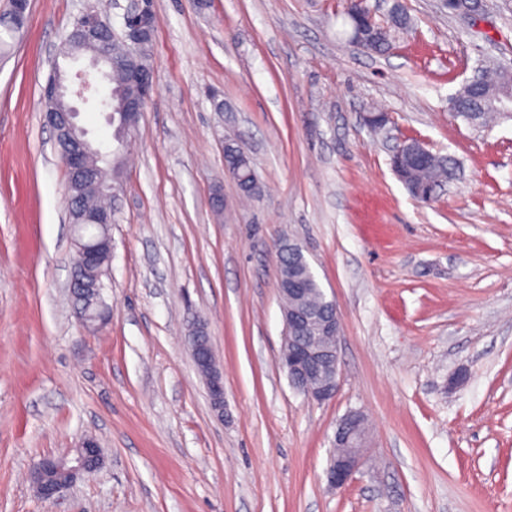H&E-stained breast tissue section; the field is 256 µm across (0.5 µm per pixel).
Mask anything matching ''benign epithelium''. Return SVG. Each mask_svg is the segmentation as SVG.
Wrapping results in <instances>:
<instances>
[{
	"instance_id": "7a95c632",
	"label": "benign epithelium",
	"mask_w": 512,
	"mask_h": 512,
	"mask_svg": "<svg viewBox=\"0 0 512 512\" xmlns=\"http://www.w3.org/2000/svg\"><path fill=\"white\" fill-rule=\"evenodd\" d=\"M30 0H12L10 20L18 30L24 28ZM158 17L155 0H129V6L122 16L120 30L133 44H138L142 34L155 30ZM354 40L363 42L365 33L375 28L373 13L365 8L355 16ZM112 17L104 18L92 10L83 11L75 20L68 38L85 45V50L71 53L67 58L78 60L86 57L87 67L78 70L74 79L67 80L65 73L57 71L53 80L45 87V118L55 136L70 142V147L61 153L71 182L75 184L95 180L101 164H93L90 157L91 139L88 131L78 122V109L72 104L76 98L83 104L93 103L110 113L114 110L126 114L130 119L141 116L154 90L153 68L147 66L132 76L133 88L126 92L112 89V66L123 64L112 59V45L103 37L112 33ZM498 76L500 97L497 102L508 99L512 102V65L495 67ZM407 152L419 162L426 161L432 151L422 142L401 140L394 144L393 161ZM78 261L74 264L70 291L73 298L81 297L87 287L84 275L86 269L99 262L100 252L95 243L77 242ZM285 339L279 359L291 386L309 399L324 402L335 397L338 390V344L340 340V317L336 302L325 299L321 308L295 305L283 309ZM187 348L195 362L208 367L206 383L213 408H224V381L218 366L214 363V351L209 335L190 333L186 336ZM87 449L86 456L79 459L74 467L76 477L96 471L103 459L98 442L88 438L82 443ZM366 448V418L357 411L345 415L336 426L334 450L326 469L327 483L341 488L348 484L364 460Z\"/></svg>"
}]
</instances>
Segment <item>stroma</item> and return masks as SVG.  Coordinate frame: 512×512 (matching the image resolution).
I'll return each mask as SVG.
<instances>
[{"label":"stroma","instance_id":"35a3bbf8","mask_svg":"<svg viewBox=\"0 0 512 512\" xmlns=\"http://www.w3.org/2000/svg\"><path fill=\"white\" fill-rule=\"evenodd\" d=\"M30 0L0 54V512H512V120L475 128L448 98L512 62V0L468 19L404 0L383 55L347 41L344 0H155L154 93L114 205L110 309L70 295L67 170L43 88L83 8ZM391 121L365 124L373 109ZM458 164L417 202L398 139ZM251 156L243 199L224 143ZM296 240L341 317L339 389L318 403L279 365L275 246ZM202 316L224 409L185 344ZM366 460L329 487L337 422ZM89 436L104 465L58 499L30 472Z\"/></svg>","mask_w":512,"mask_h":512}]
</instances>
